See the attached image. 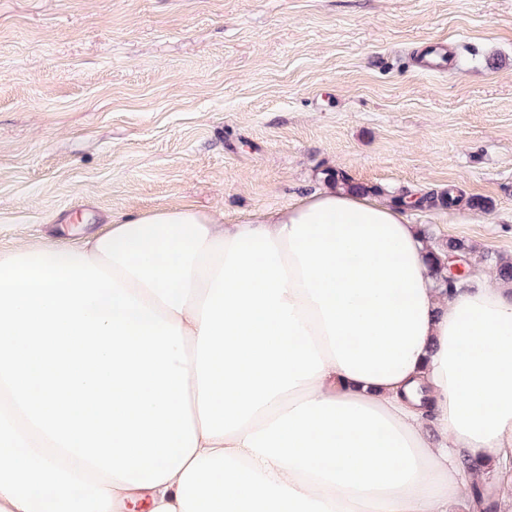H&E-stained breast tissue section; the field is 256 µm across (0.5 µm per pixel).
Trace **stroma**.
Here are the masks:
<instances>
[{
    "mask_svg": "<svg viewBox=\"0 0 512 512\" xmlns=\"http://www.w3.org/2000/svg\"><path fill=\"white\" fill-rule=\"evenodd\" d=\"M332 170L481 199L405 216L512 257V0H0L1 252L161 207L246 224Z\"/></svg>",
    "mask_w": 512,
    "mask_h": 512,
    "instance_id": "stroma-1",
    "label": "stroma"
}]
</instances>
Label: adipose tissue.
<instances>
[{
	"mask_svg": "<svg viewBox=\"0 0 512 512\" xmlns=\"http://www.w3.org/2000/svg\"><path fill=\"white\" fill-rule=\"evenodd\" d=\"M512 459V284L318 192L0 255V512H476Z\"/></svg>",
	"mask_w": 512,
	"mask_h": 512,
	"instance_id": "ef3b65f1",
	"label": "adipose tissue"
}]
</instances>
